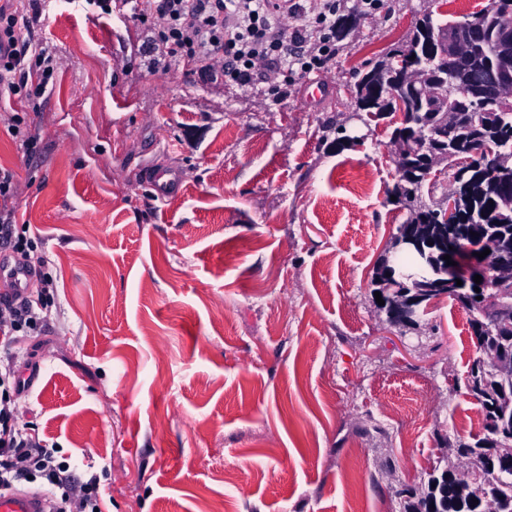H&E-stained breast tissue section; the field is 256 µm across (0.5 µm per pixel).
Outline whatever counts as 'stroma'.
I'll use <instances>...</instances> for the list:
<instances>
[{
	"instance_id": "35a3bbf8",
	"label": "stroma",
	"mask_w": 512,
	"mask_h": 512,
	"mask_svg": "<svg viewBox=\"0 0 512 512\" xmlns=\"http://www.w3.org/2000/svg\"><path fill=\"white\" fill-rule=\"evenodd\" d=\"M489 2L384 0L337 38L321 91L276 99L198 86L140 25L52 0L51 93L35 111L0 98V207L55 283L48 326L16 348L36 376L19 422L99 475L102 512H401L399 491L481 432L454 385L476 355L465 311L444 297L404 329L376 301L410 213L393 126L355 117L347 87L424 11ZM155 168L180 189L159 195Z\"/></svg>"
}]
</instances>
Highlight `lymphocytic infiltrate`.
Returning <instances> with one entry per match:
<instances>
[{
	"instance_id": "obj_1",
	"label": "lymphocytic infiltrate",
	"mask_w": 512,
	"mask_h": 512,
	"mask_svg": "<svg viewBox=\"0 0 512 512\" xmlns=\"http://www.w3.org/2000/svg\"><path fill=\"white\" fill-rule=\"evenodd\" d=\"M133 22L146 27L164 64L216 84L243 90L265 83L264 67L284 77L273 94L321 71L336 52V18L347 6L376 13L382 0H122ZM47 0H28L17 13L0 5V87L36 102L53 81L58 55L36 31ZM41 318L29 299L0 300V491L38 472L63 494L55 512H94L100 478L72 482L69 465L18 423L16 402L25 385L13 369L10 347L18 331L37 330Z\"/></svg>"
}]
</instances>
